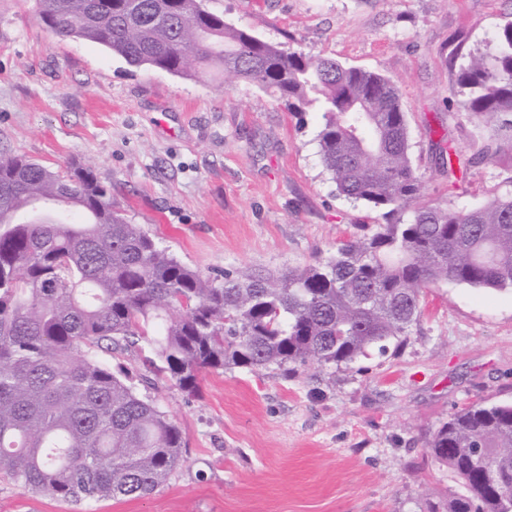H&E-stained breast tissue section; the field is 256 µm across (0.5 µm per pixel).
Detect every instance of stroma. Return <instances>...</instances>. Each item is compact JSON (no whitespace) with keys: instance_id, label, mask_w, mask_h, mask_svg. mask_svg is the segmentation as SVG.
<instances>
[{"instance_id":"35a3bbf8","label":"stroma","mask_w":512,"mask_h":512,"mask_svg":"<svg viewBox=\"0 0 512 512\" xmlns=\"http://www.w3.org/2000/svg\"><path fill=\"white\" fill-rule=\"evenodd\" d=\"M258 38L398 88L418 201L474 206L512 194V145L469 165L487 132L451 100L470 54L493 47L512 0H206ZM34 0H0V154L66 172L91 165L114 204L182 263L214 277L314 263L381 223L340 196L317 142L321 112L288 111L258 85L212 70L132 68L62 39ZM451 169H443L441 155ZM154 395L182 430L168 483L87 512H439L462 486L426 445L474 403L512 402V290L440 283L399 352L349 366L206 374L199 396ZM0 512H72L0 479Z\"/></svg>"}]
</instances>
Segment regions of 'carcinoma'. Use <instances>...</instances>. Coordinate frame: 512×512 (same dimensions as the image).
<instances>
[{"mask_svg":"<svg viewBox=\"0 0 512 512\" xmlns=\"http://www.w3.org/2000/svg\"><path fill=\"white\" fill-rule=\"evenodd\" d=\"M36 4L55 35L97 43L131 67L178 77L221 68L225 83L270 89L290 112H322L319 153L338 193L386 223L305 268H239L220 281L131 223L90 168L73 163L64 179L1 155L0 476L25 492L77 507L162 488L183 460V436L140 390L158 379L194 396L209 372L348 366L402 346L440 282L512 290V196L416 204L420 177L388 78L285 52L202 0ZM451 95L512 142V21L494 52L459 69ZM146 347L145 373L120 362ZM427 448L464 488L448 512H512V404L459 410Z\"/></svg>","mask_w":512,"mask_h":512,"instance_id":"obj_1","label":"carcinoma"}]
</instances>
